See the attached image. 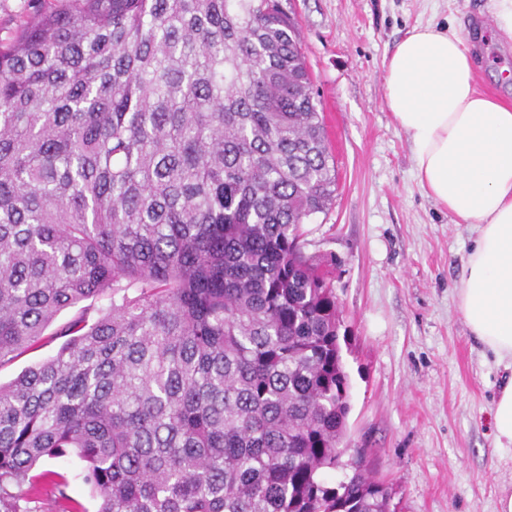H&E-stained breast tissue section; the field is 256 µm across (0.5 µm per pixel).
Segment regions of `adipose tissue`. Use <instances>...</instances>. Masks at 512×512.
Returning <instances> with one entry per match:
<instances>
[{
	"label": "adipose tissue",
	"instance_id": "adipose-tissue-1",
	"mask_svg": "<svg viewBox=\"0 0 512 512\" xmlns=\"http://www.w3.org/2000/svg\"><path fill=\"white\" fill-rule=\"evenodd\" d=\"M384 82L420 186L477 230L459 309L471 333L512 364V103L479 91L457 32L429 25L396 45Z\"/></svg>",
	"mask_w": 512,
	"mask_h": 512
}]
</instances>
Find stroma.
I'll list each match as a JSON object with an SVG mask.
<instances>
[{"label": "stroma", "mask_w": 512, "mask_h": 512, "mask_svg": "<svg viewBox=\"0 0 512 512\" xmlns=\"http://www.w3.org/2000/svg\"><path fill=\"white\" fill-rule=\"evenodd\" d=\"M495 0H290L336 166L328 213L305 225L309 254L333 262L350 381L344 443L392 487L398 512H497L512 494V444L492 409L512 371L470 332L457 291L476 236L421 188L410 144L385 102L386 62L418 24L456 29L479 59L482 91L512 96L497 77L512 39ZM64 474L86 512L99 501L69 454Z\"/></svg>", "instance_id": "stroma-1"}]
</instances>
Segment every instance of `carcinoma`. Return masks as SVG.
Wrapping results in <instances>:
<instances>
[{"label": "carcinoma", "instance_id": "carcinoma-1", "mask_svg": "<svg viewBox=\"0 0 512 512\" xmlns=\"http://www.w3.org/2000/svg\"><path fill=\"white\" fill-rule=\"evenodd\" d=\"M336 192L283 0H62L0 41V507L76 454L97 512H395L350 464ZM63 501L64 475L40 474ZM63 339L56 340L51 344L37 349H30L20 355L11 364L0 368V383L6 384L16 378L27 367L40 362L41 360L52 355Z\"/></svg>", "mask_w": 512, "mask_h": 512}]
</instances>
